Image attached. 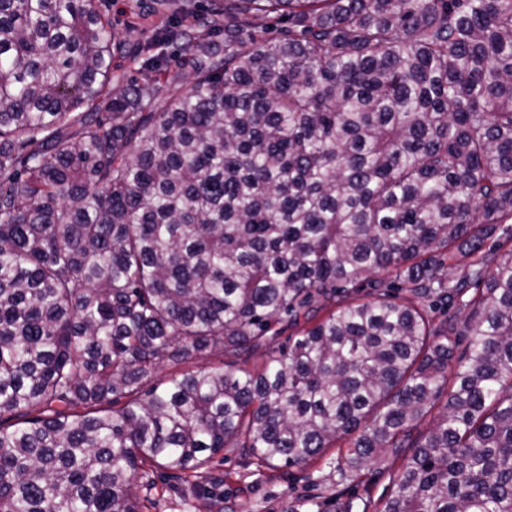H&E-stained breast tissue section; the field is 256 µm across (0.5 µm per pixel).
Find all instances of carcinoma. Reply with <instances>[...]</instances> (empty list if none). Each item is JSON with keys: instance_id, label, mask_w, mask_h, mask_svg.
<instances>
[{"instance_id": "obj_1", "label": "carcinoma", "mask_w": 512, "mask_h": 512, "mask_svg": "<svg viewBox=\"0 0 512 512\" xmlns=\"http://www.w3.org/2000/svg\"><path fill=\"white\" fill-rule=\"evenodd\" d=\"M134 14L0 0V512H143L231 444L512 512V0ZM209 369V370H222L225 369L224 366V356L219 353H213L204 357H199L194 360L179 363V364H169L160 369L157 373V379L167 380L173 375H178L183 370L187 369Z\"/></svg>"}]
</instances>
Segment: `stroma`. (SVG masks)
I'll list each match as a JSON object with an SVG mask.
<instances>
[{"label":"stroma","instance_id":"obj_1","mask_svg":"<svg viewBox=\"0 0 512 512\" xmlns=\"http://www.w3.org/2000/svg\"><path fill=\"white\" fill-rule=\"evenodd\" d=\"M337 449L301 466H259L240 448L225 449L189 484L170 471L138 480L144 512H379L406 469L404 456L383 455L360 484L341 480Z\"/></svg>","mask_w":512,"mask_h":512}]
</instances>
